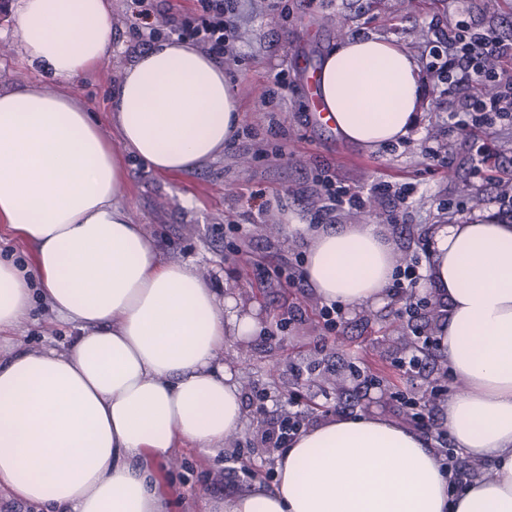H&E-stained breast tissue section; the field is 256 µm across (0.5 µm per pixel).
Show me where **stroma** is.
<instances>
[{"label":"stroma","instance_id":"stroma-1","mask_svg":"<svg viewBox=\"0 0 512 512\" xmlns=\"http://www.w3.org/2000/svg\"><path fill=\"white\" fill-rule=\"evenodd\" d=\"M131 0H112V53L73 83L104 135H111L109 99L134 47L149 45L147 34L131 27ZM497 16L512 35V0H418L405 9L401 0H248L239 22L233 57L225 59L242 104V125L250 138L237 139L222 155L192 172L162 175L131 157L122 200L134 223L155 239L164 259L194 264L201 276L243 310L256 313L263 331L249 340L227 338L222 360L238 381L245 409L241 431L215 455L180 449L176 463L159 472L161 487L172 500V512H200L203 498L246 492L276 483L275 462L257 444L265 418L297 399L305 425L334 416L339 401L323 376L345 378L348 404L356 412L375 413L411 427L434 440L444 424L431 388L453 394L456 384L438 351L426 352L427 370L406 381L397 367L399 354L392 326L404 307L388 295L374 317L344 308V324L328 330L318 315L320 301L301 279L307 245L285 232L269 234L270 224H312L320 206L315 176L330 167L337 181L358 190L385 180L393 186L412 184L414 192L403 219L388 223V199L373 198L357 213L334 214L332 224L376 222L386 225L397 245L398 263L420 254L430 226L445 223L440 203L460 199L472 185L467 141L462 131H449L448 109L427 93L417 137L397 150L375 151L344 141L334 129L312 122L307 111L304 63L318 65L343 37L380 35L406 47L419 68H426L433 17L455 20L458 13ZM287 71L283 97L263 106L275 74ZM51 85L41 69L31 68L11 28L9 11L0 12V84ZM442 143L452 158L449 168L432 173L424 150ZM299 276L289 287V276ZM72 329L59 321L49 305L35 299L33 310L15 331L14 349L37 350L46 344L68 346ZM427 398L423 421L410 418L411 399ZM240 450L249 476L228 481L226 457Z\"/></svg>","mask_w":512,"mask_h":512}]
</instances>
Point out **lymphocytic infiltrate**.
I'll return each instance as SVG.
<instances>
[{
  "label": "lymphocytic infiltrate",
  "instance_id": "obj_1",
  "mask_svg": "<svg viewBox=\"0 0 512 512\" xmlns=\"http://www.w3.org/2000/svg\"><path fill=\"white\" fill-rule=\"evenodd\" d=\"M199 3L196 14L169 16L171 33L216 57L233 56L240 0ZM429 56L430 77L453 98L454 110L449 117L468 135L471 175L501 185L494 198L499 205L497 215L501 221L512 223V177L506 175L494 145L497 132L512 127V37L503 36L493 23L464 13L447 29L437 30ZM320 180V209L328 214L362 211L372 195L393 197L400 209L413 192L412 187L395 190L380 181L365 195L336 181L327 171Z\"/></svg>",
  "mask_w": 512,
  "mask_h": 512
}]
</instances>
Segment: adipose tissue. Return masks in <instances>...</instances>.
I'll return each mask as SVG.
<instances>
[{"instance_id":"1","label":"adipose tissue","mask_w":512,"mask_h":512,"mask_svg":"<svg viewBox=\"0 0 512 512\" xmlns=\"http://www.w3.org/2000/svg\"><path fill=\"white\" fill-rule=\"evenodd\" d=\"M14 33L52 89L0 85V229L34 251L0 257V348L34 294L77 333L64 349L0 357V488L47 512H167L157 479L179 445L212 454L244 421L219 361L226 337L261 325L223 310L193 264L164 260L121 203L126 156L161 174L223 154L242 117L219 59L174 38L123 67L115 139L72 92L112 52V0H18ZM335 131L369 150L414 135L419 68L402 45L347 37L319 66ZM309 242L316 297L382 303L395 246L373 223L290 224ZM426 286L445 304L436 336L456 389L441 407L457 448L492 478L456 487L417 432L371 413L302 430L276 460L274 489L204 498L203 512H512V224L486 212L434 225Z\"/></svg>"}]
</instances>
